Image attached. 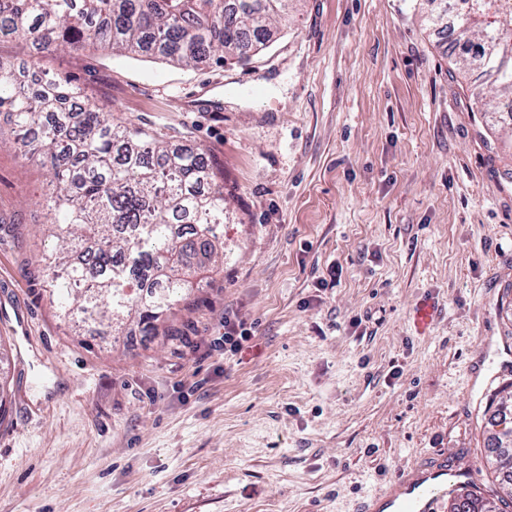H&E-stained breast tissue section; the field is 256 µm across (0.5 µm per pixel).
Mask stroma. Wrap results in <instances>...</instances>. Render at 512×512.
<instances>
[{
	"mask_svg": "<svg viewBox=\"0 0 512 512\" xmlns=\"http://www.w3.org/2000/svg\"><path fill=\"white\" fill-rule=\"evenodd\" d=\"M419 3L295 0L249 63L198 69L0 40L202 153L224 192V273L168 335H87L35 262L52 179L0 112V512H355L435 454L492 488L480 377L512 383V124L486 126ZM228 318L252 330L229 356Z\"/></svg>",
	"mask_w": 512,
	"mask_h": 512,
	"instance_id": "stroma-1",
	"label": "stroma"
}]
</instances>
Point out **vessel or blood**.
<instances>
[{"instance_id":"obj_1","label":"vessel or blood","mask_w":512,"mask_h":512,"mask_svg":"<svg viewBox=\"0 0 512 512\" xmlns=\"http://www.w3.org/2000/svg\"><path fill=\"white\" fill-rule=\"evenodd\" d=\"M448 462L437 459L403 472L387 493L364 498L358 512H448Z\"/></svg>"}]
</instances>
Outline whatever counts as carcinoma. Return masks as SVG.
Returning <instances> with one entry per match:
<instances>
[{"instance_id": "obj_1", "label": "carcinoma", "mask_w": 512, "mask_h": 512, "mask_svg": "<svg viewBox=\"0 0 512 512\" xmlns=\"http://www.w3.org/2000/svg\"><path fill=\"white\" fill-rule=\"evenodd\" d=\"M290 0H0V38L40 52L112 48L197 67L232 56L246 63L278 33ZM452 45L460 69L481 72L470 92L488 114L512 105V0H460ZM68 82L31 92L18 66L0 59V112L14 117L17 148L47 163L56 194L54 247L37 263L52 301L78 326L116 331L154 322L187 303L198 270L224 273V195L197 152L112 122L97 106L74 112ZM512 426L493 434L486 458L502 495L468 493L450 512H512Z\"/></svg>"}]
</instances>
